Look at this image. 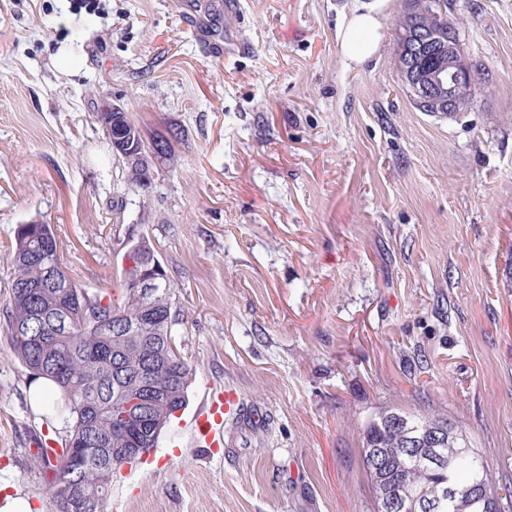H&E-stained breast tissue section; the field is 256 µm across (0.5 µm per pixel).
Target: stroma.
<instances>
[{
	"label": "stroma",
	"instance_id": "obj_1",
	"mask_svg": "<svg viewBox=\"0 0 512 512\" xmlns=\"http://www.w3.org/2000/svg\"><path fill=\"white\" fill-rule=\"evenodd\" d=\"M223 2L0 0V495L47 512L29 467L46 408L6 335V247L33 219L92 292L150 237L196 367L187 411L228 386L255 416L214 452L170 423L114 478L122 512H374L361 437L392 406L447 417L512 479V0H454L482 87L452 117L398 76L404 0H368L380 50L361 65L337 41L353 0L208 15ZM108 103L145 140L183 131L149 194L112 154Z\"/></svg>",
	"mask_w": 512,
	"mask_h": 512
}]
</instances>
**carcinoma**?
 I'll return each mask as SVG.
<instances>
[{
  "mask_svg": "<svg viewBox=\"0 0 512 512\" xmlns=\"http://www.w3.org/2000/svg\"><path fill=\"white\" fill-rule=\"evenodd\" d=\"M414 8L418 14L413 18L402 13L398 34L415 23H428L420 0H414ZM143 152L147 161L129 185L145 193L152 189L158 165L171 160V151L167 140L158 139L143 145ZM9 255V339L31 381L54 383L55 398L47 405L45 420L53 430L60 417L65 430L57 437L39 436L31 455L43 474L50 512H59L67 501V512H105L117 449L151 450L173 414L187 405L191 361L182 351L165 355L171 331L182 323L174 284L167 278L150 300H142L127 288L139 262V253L128 252L123 259L133 266L121 267L120 298L91 293L68 274L51 225L37 220L17 225ZM59 302L70 316L58 332L53 313ZM139 383L148 385L151 399L132 424L112 402L120 387ZM51 442L60 448L49 446ZM77 448L95 453L76 468L61 465ZM362 448L382 449L390 463L386 483L367 473L375 512H381L383 497L396 493L408 503L407 512H418L419 496L444 486L456 491V499L442 512H512V486L493 479L484 457L446 419L384 409L364 428Z\"/></svg>",
  "mask_w": 512,
  "mask_h": 512,
  "instance_id": "1",
  "label": "carcinoma"
}]
</instances>
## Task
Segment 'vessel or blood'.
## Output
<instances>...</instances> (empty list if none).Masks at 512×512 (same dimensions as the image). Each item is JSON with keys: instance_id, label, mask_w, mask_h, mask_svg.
I'll list each match as a JSON object with an SVG mask.
<instances>
[{"instance_id": "1", "label": "vessel or blood", "mask_w": 512, "mask_h": 512, "mask_svg": "<svg viewBox=\"0 0 512 512\" xmlns=\"http://www.w3.org/2000/svg\"><path fill=\"white\" fill-rule=\"evenodd\" d=\"M240 399L230 388L210 392L204 405L184 422L183 428L194 446L200 448H220L224 445V422L237 415Z\"/></svg>"}]
</instances>
